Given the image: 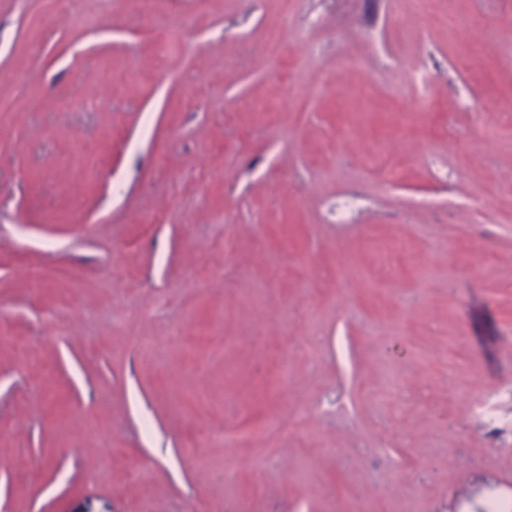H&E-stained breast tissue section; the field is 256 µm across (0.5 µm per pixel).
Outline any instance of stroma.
<instances>
[{"instance_id":"stroma-1","label":"stroma","mask_w":512,"mask_h":512,"mask_svg":"<svg viewBox=\"0 0 512 512\" xmlns=\"http://www.w3.org/2000/svg\"><path fill=\"white\" fill-rule=\"evenodd\" d=\"M21 83L0 512L512 506V0H0ZM276 432L288 438V429L280 427L277 422H251L237 427L226 429L221 433L220 438L224 441V447L232 448L242 438L255 434H268Z\"/></svg>"}]
</instances>
